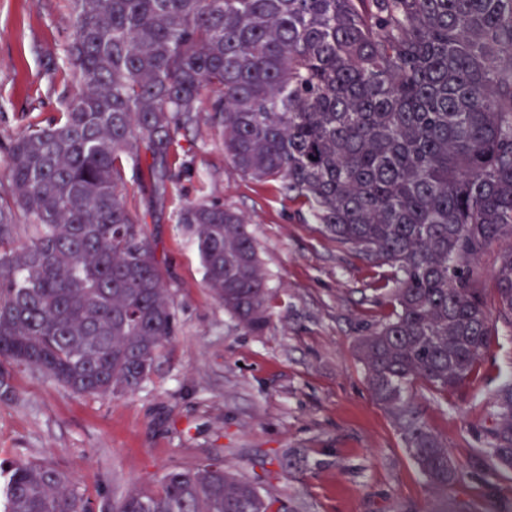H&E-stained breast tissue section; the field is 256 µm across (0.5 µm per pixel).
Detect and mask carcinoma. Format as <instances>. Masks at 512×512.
Wrapping results in <instances>:
<instances>
[{
    "mask_svg": "<svg viewBox=\"0 0 512 512\" xmlns=\"http://www.w3.org/2000/svg\"><path fill=\"white\" fill-rule=\"evenodd\" d=\"M64 112L31 123L0 182V392L15 367L80 395L147 382L175 313L127 164L160 194L202 96L224 155L278 180L322 231L391 269L392 310L354 347L429 486L460 478L413 406L418 384H470L512 326V243L492 280L472 264L512 240V0H68ZM206 288L253 332L269 290L247 220L187 203ZM485 454L512 470V380ZM8 512H92L47 462L13 465ZM223 464L174 468L114 512H275ZM505 245V242H496L491 244L480 255L475 264L473 277L474 285L476 288H481L483 290L486 303L488 307L492 309L496 305V298L492 284V274L498 264L499 254Z\"/></svg>",
    "mask_w": 512,
    "mask_h": 512,
    "instance_id": "cac0c4a2",
    "label": "carcinoma"
}]
</instances>
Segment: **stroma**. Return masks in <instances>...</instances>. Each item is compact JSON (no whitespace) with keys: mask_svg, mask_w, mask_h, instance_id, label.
Instances as JSON below:
<instances>
[{"mask_svg":"<svg viewBox=\"0 0 512 512\" xmlns=\"http://www.w3.org/2000/svg\"><path fill=\"white\" fill-rule=\"evenodd\" d=\"M70 35L66 0H0L2 179L11 142L64 108L70 87L47 70ZM127 179L166 272L175 335L150 380L123 395H77L13 369L10 393L0 396V463H52L93 512H112L130 489L155 488L168 470L208 456L280 498L287 512H512V470L494 471L483 453L496 388L512 377L511 328L498 326L466 389H415V406L462 472L448 489H433L354 349L390 310L376 289L389 267L323 234L280 183L243 177L208 124L180 135L164 196L139 188L135 166ZM202 197L251 221L271 291L261 333L204 284L195 236L179 221L183 204Z\"/></svg>","mask_w":512,"mask_h":512,"instance_id":"obj_1","label":"stroma"}]
</instances>
